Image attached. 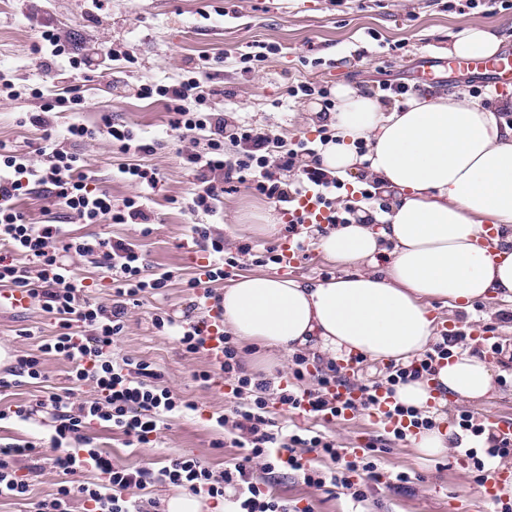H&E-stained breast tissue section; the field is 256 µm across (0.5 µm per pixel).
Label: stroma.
<instances>
[{"instance_id":"35a3bbf8","label":"stroma","mask_w":512,"mask_h":512,"mask_svg":"<svg viewBox=\"0 0 512 512\" xmlns=\"http://www.w3.org/2000/svg\"><path fill=\"white\" fill-rule=\"evenodd\" d=\"M472 26H491L499 32L502 50H512V10L496 14L469 8L466 0H106L96 18H87L85 0H0V72L16 85L34 86L47 79L31 55L43 28H51L74 55L87 74L80 81L86 99L81 120L97 128L96 138L65 142V149L80 154L90 163L96 186L106 188L113 199L133 195L134 187L116 179L118 166L129 156L113 149L101 127L104 120L125 124L139 135L155 141V151L143 163L158 174L152 194L153 232L142 236L136 224H115L109 218L85 224L49 200L43 187H36L31 210L33 220L64 222L79 236H101L134 244L146 256L149 270H169L173 278L161 297L146 298L131 308L114 348L115 359L135 358L155 365L161 373L156 387L196 404L197 409L167 418L154 442L128 448L121 435L100 427L89 429L99 446L111 451L115 460L130 467L158 469L169 460L189 454L213 472L239 456V449L224 445L222 432L213 428L209 415L230 412L234 399L227 388L202 385L195 371L209 367L207 353H184L174 337L158 333L151 325L155 310L174 319H204L206 312L191 309L192 296L185 282L194 264L185 249L192 227L205 225L212 237L223 238L224 249L240 253L238 273L258 272L251 256L242 254L245 245L272 246L288 240L287 230L267 236L254 230L256 215L273 209V202L246 188L226 193L215 213L193 214L184 209L193 189L192 177L184 169L178 151L185 144L181 132L171 130L162 106L135 99L130 89L145 82L164 83L181 76L196 50L223 55L214 66L208 84L214 94L207 108L224 113L229 121L265 125L283 142L314 137L323 123L317 97L295 99L288 89L300 81H313L327 89L345 84L359 91L380 93L382 86L402 84L408 91L437 97L464 93L466 82H452L445 71L420 72L421 55L433 60L447 57L455 36ZM256 41L279 46L257 72L241 69L240 53ZM133 54V61L113 59V51ZM38 100L0 97V140L17 144L27 153L33 167H42L44 156L35 150L37 134L19 127L23 113L37 109ZM439 322L455 325L466 338L494 337L512 348V321L502 319L486 303L471 311L438 308ZM55 331L52 318L38 301L16 312L0 310V349L13 355H38L43 339ZM495 386L487 404L452 401L445 405V425H453L457 411L483 412L492 409L512 417V358L499 355L492 360ZM44 382L0 391V411L19 402H36L52 396L73 403L94 400L88 385L72 387L63 360L45 361ZM322 431L346 448L372 444L385 472L406 471L416 475L404 486L370 484L364 512H488L480 490L468 471L456 465L455 452L425 457L414 445L388 441L382 427L364 414L352 420L322 423ZM40 471L32 473L25 460L15 467L25 475L31 492L24 499L0 500V512H34L40 501L51 500L60 477L51 460L54 449L43 451ZM255 479L268 481L270 492L286 505L288 512H351L352 502L344 492L327 493L306 486L293 473L267 474L262 465L253 469Z\"/></svg>"}]
</instances>
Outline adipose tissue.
Segmentation results:
<instances>
[{
    "mask_svg": "<svg viewBox=\"0 0 512 512\" xmlns=\"http://www.w3.org/2000/svg\"><path fill=\"white\" fill-rule=\"evenodd\" d=\"M500 46L496 33L473 26L451 52L487 58ZM334 95L336 139L323 148L322 164L345 179L366 166L390 207H362L351 223L319 237L320 253L343 267L337 276L239 275L221 295L224 330L280 352L406 362L439 337L434 303L462 310L512 303V122L505 118L512 100L412 95L390 107L345 85ZM361 141L367 154L358 152ZM487 224L499 232L491 253L481 243ZM435 386L447 398L479 404L494 375L459 350L438 362L432 382L400 385L396 398L424 409Z\"/></svg>",
    "mask_w": 512,
    "mask_h": 512,
    "instance_id": "obj_1",
    "label": "adipose tissue"
}]
</instances>
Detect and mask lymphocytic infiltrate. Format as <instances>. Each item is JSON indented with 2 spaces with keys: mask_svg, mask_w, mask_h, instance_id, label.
Instances as JSON below:
<instances>
[{
  "mask_svg": "<svg viewBox=\"0 0 512 512\" xmlns=\"http://www.w3.org/2000/svg\"><path fill=\"white\" fill-rule=\"evenodd\" d=\"M214 58L199 54L197 63L185 75L169 84L136 86L134 95L163 103L173 129L187 133L204 131L209 135L207 150L185 149L180 153L184 168L193 178V193L187 204L191 212H214V204L225 190L246 185L248 190L279 204L290 203L294 195L310 188L321 192L331 210L327 221L346 223L345 210L336 208L334 195L342 183L321 166L319 147L331 141L333 132L322 127L316 139L306 137L287 145H276L270 130L240 123L229 125L223 113L201 110L200 104L209 88L206 77ZM33 97L44 98L42 111L27 115L25 122L39 130L48 166L39 181L48 185L50 195L75 214L82 223L95 224L110 218L115 224H149L152 211L149 197L139 194L113 203L111 195L94 186L86 161L57 147L46 112L60 108L83 110L85 101L77 86L52 87L51 91L34 88ZM106 133L119 153L131 156V163L119 166V176L142 188H156L155 172L138 164L140 156L153 153L155 145L121 124L107 123ZM236 145L233 155L224 152L225 142ZM301 170L303 177L294 184L280 182L277 174ZM25 153L0 141V286L29 289L38 298L42 310L54 318L55 334L44 339L35 356H20L9 377L0 378V388L12 383L32 384L42 381V361L59 358L69 365L68 379L76 386L92 385L98 397L80 405L51 397L53 432L49 438L57 454L53 465L61 480L55 497L40 502L37 512H69L72 499L87 503V512H141L132 498L133 491L160 483L208 499H228L230 512H286L284 505L254 481V463L265 470H289L298 473L308 486L341 488L354 503L366 499L369 483L381 482L384 474L378 464L375 446L347 450L321 431L311 427L272 430L271 403H279L288 412L305 411L307 416L331 421L345 419L347 412H365L384 408L393 421L391 440L408 441L410 433L436 428L430 411L404 405L396 399L399 385L430 377L439 360L449 358L459 336H441L424 354L405 363L386 368L383 381L357 384L356 396L342 398L338 388L346 381L340 359L328 360L323 366L311 367L302 354L292 356V383L277 385L274 377L262 371L248 370L234 337L224 339V358L220 364L196 372L195 380L205 384L224 379L236 403L230 414L211 419L222 430L232 447L243 455L221 473H213L194 457L184 455L169 465L154 470H131L97 448L87 429L97 425L120 432L127 445H145L158 432L164 418L196 411V404L167 389L157 388L154 369L145 362L130 359L116 361L112 346L121 334L132 306L141 298L163 295L172 279L171 272L147 273L143 253L122 240L74 236L61 224L32 222L19 203L25 194L23 178L30 173ZM195 243L208 252L206 264L198 266L186 288L193 290L195 306L219 301L211 285L222 280L238 259L224 252V241L211 237L203 225L193 228ZM97 256L111 274L115 287L111 305L89 297L87 286L76 272L74 258ZM152 326L161 333L175 336L184 351L197 354L207 348V338L200 324L176 321L162 312L151 317ZM314 375L315 386H305L307 375ZM458 427L452 442L467 458V467L475 483L487 478L490 466L512 459V438H504L477 421L467 410L458 411ZM336 462L333 470L313 466L306 452ZM24 457L37 462L41 453L33 443L0 446V498L27 496L29 484L16 472L14 461ZM96 471V482L81 481L83 472Z\"/></svg>",
  "mask_w": 512,
  "mask_h": 512,
  "instance_id": "obj_1",
  "label": "lymphocytic infiltrate"
}]
</instances>
